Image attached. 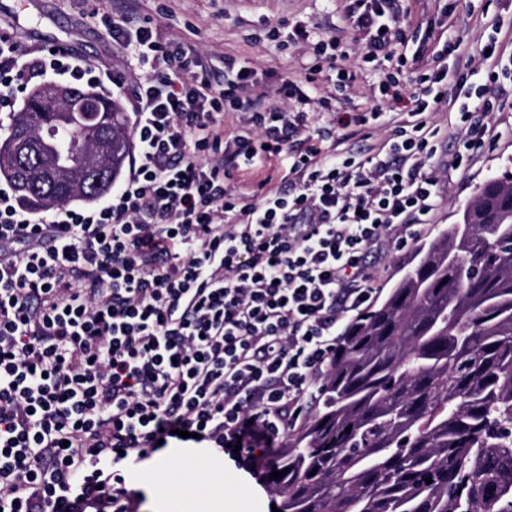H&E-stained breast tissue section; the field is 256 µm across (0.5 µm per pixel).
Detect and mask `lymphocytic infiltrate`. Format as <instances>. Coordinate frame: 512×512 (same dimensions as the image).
Masks as SVG:
<instances>
[{"label": "lymphocytic infiltrate", "instance_id": "obj_1", "mask_svg": "<svg viewBox=\"0 0 512 512\" xmlns=\"http://www.w3.org/2000/svg\"><path fill=\"white\" fill-rule=\"evenodd\" d=\"M342 2L349 42L264 25L279 50L308 52L297 80L230 57L223 80L197 75L122 9L109 30L123 67L0 37L1 113L58 76L127 99L134 141L101 203L35 212L0 186V512H136L128 481L163 446L223 457L237 443L238 467L261 468L370 309L371 253L432 223L440 147L464 171L497 138L492 117L512 103L502 24L481 59L446 41L454 69L432 68L408 45L438 39L447 0L421 32L402 0ZM130 64L151 72L130 82ZM368 67L369 105L337 112ZM405 98L406 118H388L384 102ZM436 112L454 116L444 145ZM377 130L380 143L348 148ZM265 169L278 186L245 196L240 176Z\"/></svg>", "mask_w": 512, "mask_h": 512}]
</instances>
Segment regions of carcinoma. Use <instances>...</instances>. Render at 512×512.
<instances>
[{
  "label": "carcinoma",
  "instance_id": "obj_1",
  "mask_svg": "<svg viewBox=\"0 0 512 512\" xmlns=\"http://www.w3.org/2000/svg\"><path fill=\"white\" fill-rule=\"evenodd\" d=\"M74 92L95 97L93 125L33 91L14 119L36 120L28 149L48 166L65 130L73 169L103 168L92 141L130 144L129 119L110 97ZM15 192L34 210L101 198L51 183ZM462 219L471 223L419 248L382 303L348 326L321 409L274 464L286 471L275 480L281 512H512V175Z\"/></svg>",
  "mask_w": 512,
  "mask_h": 512
}]
</instances>
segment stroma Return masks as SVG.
<instances>
[{"instance_id":"obj_1","label":"stroma","mask_w":512,"mask_h":512,"mask_svg":"<svg viewBox=\"0 0 512 512\" xmlns=\"http://www.w3.org/2000/svg\"><path fill=\"white\" fill-rule=\"evenodd\" d=\"M456 24L447 31L450 39H463L471 53H479L490 32L494 16L512 17V0H451ZM102 0H0V25L29 46L66 40L91 64L121 63L123 53L107 33ZM340 0H140V16L150 17L153 33L160 40L176 39L191 46L202 66L223 70L225 57L249 59L260 69L298 76L303 61L298 53L279 51L273 43L247 42L254 26L301 24L316 35L339 34L351 38L341 19ZM494 120L503 135L475 157L470 172L453 173L446 198L422 242H430L448 225L459 222L463 209L489 178L512 167V107L496 113ZM189 471L201 485V498L169 499L159 509L156 486L143 488L137 512H200L202 503L218 506L220 512H272L280 499L275 492L255 487L254 497L234 495V484L251 478L233 462H225L223 480L213 478L208 455H197L190 468L174 464L172 476Z\"/></svg>"}]
</instances>
